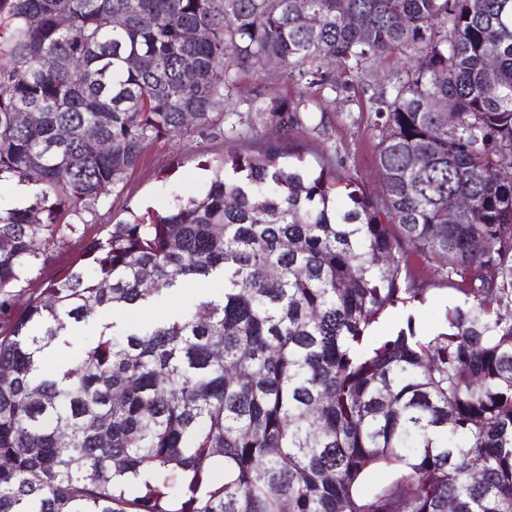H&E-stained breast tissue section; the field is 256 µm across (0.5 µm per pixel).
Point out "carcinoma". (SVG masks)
Wrapping results in <instances>:
<instances>
[{"mask_svg": "<svg viewBox=\"0 0 512 512\" xmlns=\"http://www.w3.org/2000/svg\"><path fill=\"white\" fill-rule=\"evenodd\" d=\"M295 2L0 0V179L42 185L0 210V311L148 144L219 124L258 67L328 93L320 112L367 86L383 184L279 162L312 109L249 103L279 139L112 225L0 335V512H512V0H308L316 25ZM393 52L411 66L379 76ZM411 253L465 300L374 339L425 301ZM210 279L148 328L106 318Z\"/></svg>", "mask_w": 512, "mask_h": 512, "instance_id": "1", "label": "carcinoma"}]
</instances>
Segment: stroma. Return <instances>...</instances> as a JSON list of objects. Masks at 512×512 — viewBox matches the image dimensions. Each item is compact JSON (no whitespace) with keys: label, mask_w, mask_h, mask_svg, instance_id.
Returning <instances> with one entry per match:
<instances>
[{"label":"stroma","mask_w":512,"mask_h":512,"mask_svg":"<svg viewBox=\"0 0 512 512\" xmlns=\"http://www.w3.org/2000/svg\"><path fill=\"white\" fill-rule=\"evenodd\" d=\"M367 99V93L359 89L354 100L337 103L334 111L316 113L313 122L295 129L288 149L301 154L304 164L315 170L326 158L338 154L354 157L361 189L378 198L382 195V183L374 164L376 132L373 125L376 117L374 113L362 110L361 104ZM245 147V142L209 130L191 131L152 142L139 166L119 187L103 191L97 212L86 225L84 236L66 237L62 245L50 251L47 260L36 271L33 282L17 289L13 306L0 315V331L9 332L29 296L39 292L79 258L87 238L105 237L112 224L127 220L130 214L161 213L179 201L198 196L208 183L209 163ZM411 262L427 290L425 302L414 313L415 326L429 333L439 326L448 304L463 301L464 296L441 281L423 257H412ZM221 288L218 281L186 282L171 299L138 311L135 320L146 324L179 312L193 306L203 296L220 292Z\"/></svg>","instance_id":"obj_1"}]
</instances>
